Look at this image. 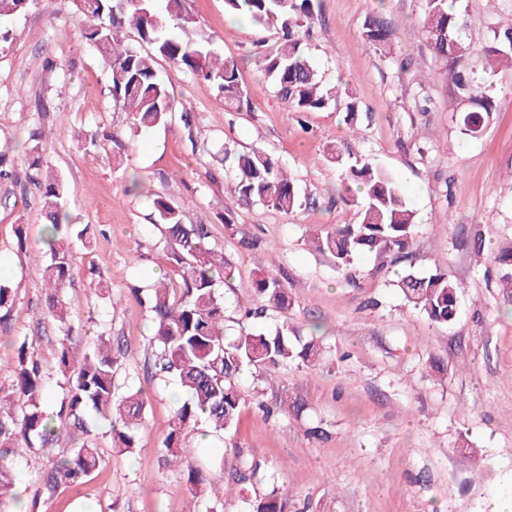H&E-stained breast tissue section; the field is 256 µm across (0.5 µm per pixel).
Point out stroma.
Segmentation results:
<instances>
[{
    "mask_svg": "<svg viewBox=\"0 0 512 512\" xmlns=\"http://www.w3.org/2000/svg\"><path fill=\"white\" fill-rule=\"evenodd\" d=\"M460 6L476 43L498 16L512 12V0H460ZM184 7L216 50L236 62L250 94L241 111H225L222 96L161 62L176 108L195 115L189 129L178 114L168 125L131 132L125 113L113 107L107 71L75 26L71 0H34L8 22L10 38L0 44V146L17 140L34 148L66 182L67 210L89 227L85 242L71 245L66 297L84 326L72 350L82 354L107 328L110 346L125 354L118 382L135 379L150 397L135 457L117 454L106 426H99L102 461L88 481L47 495V459L30 453L15 467L19 497L38 498L39 512H185V477L163 447L175 388L150 378L149 314L133 293L159 276H178L148 201L159 194L184 205L189 222L209 225L211 245L232 266L221 286L227 322L253 303L257 276L272 274L290 305L268 311L261 326L318 322L326 333L320 367L276 369L272 386L262 370L243 375L255 398L242 409L237 452H226L217 438L193 439L192 464L209 477L207 497L222 512H245V495L262 493L273 473L286 489L289 512L305 504L335 512H490L511 501L512 308L503 303L500 270L488 256H476L470 242L479 236L490 247L512 239V70L493 78L498 110L480 137H469L454 120L447 67L421 32L424 0H324L308 51L327 84L347 82L361 109L349 126L333 108L285 111L258 57L273 31L239 23L224 0H185ZM380 11L402 34L388 55L362 38L366 17ZM94 134L127 144L123 165L140 174L143 192L129 191L112 149L86 155L84 142ZM225 144L271 154L307 205L284 215L231 194ZM333 144L400 181L418 215L408 257L363 255L346 276L311 248L317 230L360 220L356 207L335 200L340 171L330 157ZM244 237L259 238L261 248L243 250ZM44 239L38 190L23 178L0 184V277L16 292L11 321L0 327V356L10 357L24 336L44 354L56 347L46 315ZM439 268L458 286L459 314L447 326L408 306L394 285L403 272ZM102 275L107 288L93 290ZM297 399L306 404L299 418H269L257 406ZM317 425L327 438L309 435ZM471 447L482 449V457H470ZM240 457L261 464L262 480L246 489L224 478L225 466Z\"/></svg>",
    "mask_w": 512,
    "mask_h": 512,
    "instance_id": "1",
    "label": "stroma"
}]
</instances>
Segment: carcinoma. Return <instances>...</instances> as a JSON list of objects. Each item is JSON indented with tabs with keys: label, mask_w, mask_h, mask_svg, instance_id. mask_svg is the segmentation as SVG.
Returning a JSON list of instances; mask_svg holds the SVG:
<instances>
[{
	"label": "carcinoma",
	"mask_w": 512,
	"mask_h": 512,
	"mask_svg": "<svg viewBox=\"0 0 512 512\" xmlns=\"http://www.w3.org/2000/svg\"><path fill=\"white\" fill-rule=\"evenodd\" d=\"M34 0H0V19L18 15ZM422 32L435 55L446 62L448 81L459 100L457 123L463 133L476 135L496 111L489 81L500 69L512 70V17L490 30L485 45L476 48L467 36L465 15L456 0H424ZM81 19V35L97 52L108 72V91L114 106L125 112L130 128L141 133L168 124L174 100L159 77L158 63L168 61L190 72L206 90L224 97L227 111L237 112L248 92L239 82L235 61L221 58L211 40L195 26L186 13L184 0H74ZM225 9L244 17L255 26L271 28L277 41L262 53L265 75L272 79L279 99L290 112H320L343 108L344 121L353 125L359 105L349 92L324 84L312 66L305 40L322 17L323 0H224ZM132 31L144 50L124 45ZM365 43L391 53L400 32L383 14L368 17L363 24ZM331 158L341 169L336 194L341 203L359 208L357 224H337L311 236L315 251L330 256L336 268H351L362 254L384 259L404 257L413 238L415 215L397 179L370 161L350 162L335 152ZM26 179L38 188L41 211L47 224V261L44 282L50 288L46 308L57 325L55 349L62 373L59 391L49 388L46 363L25 337L18 340L10 359L13 379L0 387V512H13L19 505L11 493L16 459L36 448L50 449L70 432L83 440L57 454L44 480L45 493L75 488L98 470L101 456L92 438V420H111V445L121 455L137 449L136 430L142 423L148 397L132 382L116 383L122 366L119 354L107 345L105 331L79 360H74L71 343L82 326L71 319L66 288L73 276L69 243L65 234L86 238L90 225L71 222L65 202V181L40 157L28 155ZM234 192L245 201L259 202L288 215L299 209L294 179L287 176L270 154L255 149L236 159ZM151 207L155 223L164 229L169 260L180 270L178 284L158 279L142 289L151 312L152 378L161 383L174 381L187 393L173 410L164 448L168 455L186 464V483L196 507L187 512H214L205 497L200 470L189 461L188 436L203 421L215 434L231 437L237 433L241 407L247 394L240 383L252 368L269 372L283 365L314 367L323 358L325 346L310 327V335L283 321L270 330H255L242 323L234 332L224 326V296L217 282L230 278L231 268L209 242L206 224H188L185 208L154 194ZM490 256L503 270L501 288L512 302V243L491 248ZM397 288L406 302L429 320L452 324L458 314L457 286L447 273L437 270L399 277ZM261 304L245 310V318H262L270 308L290 305L283 282L264 275L255 281ZM15 302L11 283L0 278V325L9 323ZM54 398L55 409L47 410ZM260 469L259 463L237 461L229 477L246 484ZM268 490L246 500L247 512H286L278 477H267Z\"/></svg>",
	"instance_id": "carcinoma-1"
}]
</instances>
